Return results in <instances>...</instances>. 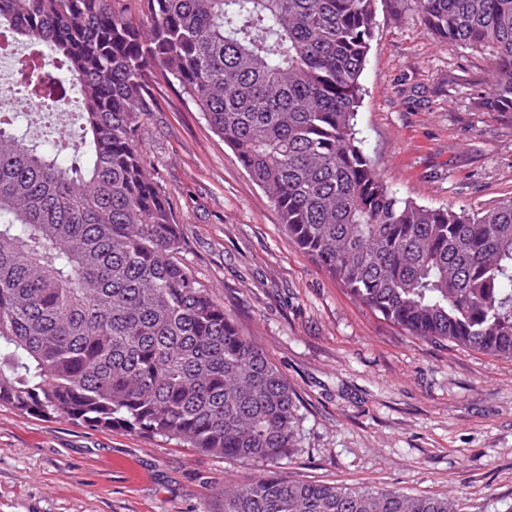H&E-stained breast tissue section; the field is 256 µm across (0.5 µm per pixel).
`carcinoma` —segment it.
<instances>
[{
	"mask_svg": "<svg viewBox=\"0 0 512 512\" xmlns=\"http://www.w3.org/2000/svg\"><path fill=\"white\" fill-rule=\"evenodd\" d=\"M378 0H0L32 98L70 92L71 160L0 124V406L269 461L298 446L296 396L177 254L137 133L158 81L236 153L288 237L410 336L512 359V197L404 199L357 137ZM439 41L487 55L512 112V0H417ZM224 512H458L446 496L290 480L224 485Z\"/></svg>",
	"mask_w": 512,
	"mask_h": 512,
	"instance_id": "obj_1",
	"label": "carcinoma"
}]
</instances>
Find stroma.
<instances>
[{
  "instance_id": "obj_1",
  "label": "stroma",
  "mask_w": 512,
  "mask_h": 512,
  "mask_svg": "<svg viewBox=\"0 0 512 512\" xmlns=\"http://www.w3.org/2000/svg\"><path fill=\"white\" fill-rule=\"evenodd\" d=\"M488 60L439 42L416 5L385 0L361 77L357 128L399 196L475 209L512 197V112H493ZM137 145L168 191L182 261L294 389L293 480L512 507V360L425 342L376 316L284 233L267 194L176 85L155 90ZM270 464L160 437L0 407V512H222L224 483Z\"/></svg>"
}]
</instances>
